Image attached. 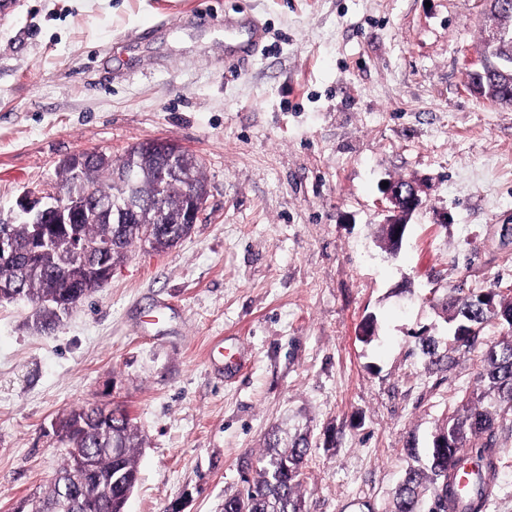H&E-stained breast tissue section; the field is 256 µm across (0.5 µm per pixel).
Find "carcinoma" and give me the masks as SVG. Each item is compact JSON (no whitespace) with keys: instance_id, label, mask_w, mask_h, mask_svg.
I'll list each match as a JSON object with an SVG mask.
<instances>
[{"instance_id":"carcinoma-1","label":"carcinoma","mask_w":512,"mask_h":512,"mask_svg":"<svg viewBox=\"0 0 512 512\" xmlns=\"http://www.w3.org/2000/svg\"><path fill=\"white\" fill-rule=\"evenodd\" d=\"M504 9L490 15L493 25L512 32V0H502ZM477 50L486 52L498 67L512 71V40L496 45L480 42ZM488 78L484 96L492 101L512 102V95L498 89L495 80ZM135 166L139 173L138 200L144 207V220H153L156 212L169 214L168 224L155 225V250L164 252L173 247V241L182 237L185 225L176 223L183 207L182 177L189 171L199 188L206 187L196 157L182 152L177 163L162 156L131 147L118 161L108 156L89 152L76 180L68 164L61 166L63 186L80 193L92 190L91 202L85 205L80 224H44L43 240L34 241V227L30 224H0V234L15 245L12 256L0 257V278L18 282L19 288L0 301L23 299L50 313L58 304L72 305L105 285L103 269L120 263L128 249L141 242V225L121 224L116 219L117 200L115 177L127 166ZM164 172L168 185L161 198L151 195L158 172ZM88 243L111 241L112 249L74 254L71 240ZM486 300L473 290L457 289L449 298L453 314L454 341L460 346L470 345L490 321L499 320L512 328V300L502 295L498 285L483 289ZM422 350L434 366H448V356L439 353V341L434 336H421ZM478 392L461 402L448 417L445 428L434 437L428 463L422 468L408 467L396 494L395 512H421L424 495L432 497L429 512H451L450 503L462 504L459 512H484L485 489L494 485L499 476V448L496 433L501 414L498 409H512V336L487 346L480 356L477 373ZM61 435L67 447L82 448L86 464L67 454L52 481L38 501L31 504L37 510L72 493L75 482L90 488L93 498L86 501L80 512H123L129 494L138 481L136 450L143 438L128 411L121 406L109 410L94 405L83 406L69 413L61 424ZM310 450L308 434L294 435L275 428L269 433L256 476L241 492L224 498V512H239V502L246 503L250 512H303L299 476ZM474 468L476 477L472 490H457L445 481L451 470Z\"/></svg>"}]
</instances>
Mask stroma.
<instances>
[{
    "label": "stroma",
    "mask_w": 512,
    "mask_h": 512,
    "mask_svg": "<svg viewBox=\"0 0 512 512\" xmlns=\"http://www.w3.org/2000/svg\"><path fill=\"white\" fill-rule=\"evenodd\" d=\"M265 29L248 62L227 58ZM486 0H17L0 13V208L61 163L148 139L197 156L201 218L133 245L50 325L0 302V512L47 489L65 415L125 406L124 512H222L271 428L305 427L304 512H394L411 460L476 387L453 287L512 289V104L475 98ZM422 205L384 249V183ZM372 341L361 338L366 318ZM452 362L431 367L418 336ZM487 512H512V415Z\"/></svg>",
    "instance_id": "35a3bbf8"
}]
</instances>
